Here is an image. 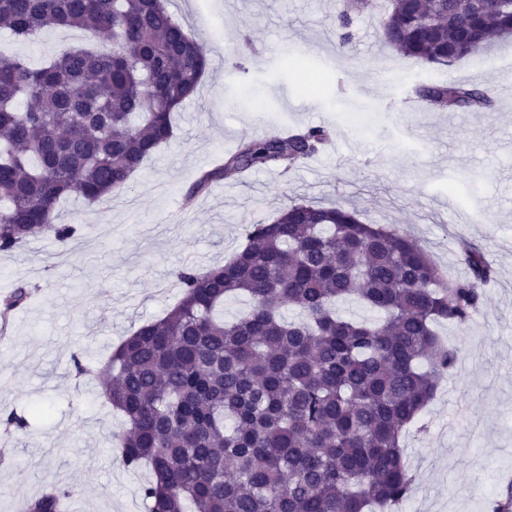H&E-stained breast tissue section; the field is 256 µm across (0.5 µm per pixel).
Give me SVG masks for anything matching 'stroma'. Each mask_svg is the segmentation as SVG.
Masks as SVG:
<instances>
[{
	"label": "stroma",
	"instance_id": "35a3bbf8",
	"mask_svg": "<svg viewBox=\"0 0 512 512\" xmlns=\"http://www.w3.org/2000/svg\"><path fill=\"white\" fill-rule=\"evenodd\" d=\"M375 3L354 17L343 49L325 0H170L189 30L205 27L210 58L197 95L174 116V138L124 189L59 203L58 223L76 228L67 246L39 235L0 252V296L19 281L35 288L0 347V414L30 422L0 426V512H19L51 487L72 490L75 512H145L147 471L120 464L121 418L74 363L103 364L179 300L180 267L223 264L246 225L295 203L356 207L362 221L414 238L453 276L465 274L460 241L484 250L495 278L479 314L444 330L458 362L406 438L417 480L399 512H490L512 478V160L501 150L512 134V37L484 49L492 66L463 58L423 67L385 43L386 0ZM83 40L49 29L29 43L0 29V50L35 64ZM293 55L322 74L319 89L287 66ZM448 81L491 89L493 108H414L418 87ZM353 113L370 116L365 130L348 126ZM268 123L325 127L336 150L215 183L183 208L200 174Z\"/></svg>",
	"mask_w": 512,
	"mask_h": 512
}]
</instances>
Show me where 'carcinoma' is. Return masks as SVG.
I'll list each match as a JSON object with an SVG mask.
<instances>
[{
  "mask_svg": "<svg viewBox=\"0 0 512 512\" xmlns=\"http://www.w3.org/2000/svg\"><path fill=\"white\" fill-rule=\"evenodd\" d=\"M336 13L340 43L352 15ZM169 0H0V28L35 42L48 28L103 35L112 47L75 46L41 64L0 52V251L51 235L60 200L95 203L174 136L172 114L194 98L208 50ZM385 42L421 66L475 56L512 34V0H388ZM439 110L493 106V92L458 83L424 87ZM26 100L25 110L18 103ZM330 136L312 127L242 142L203 172L186 201L214 182L315 157ZM468 277L444 274L414 239L365 224L355 209L292 204L251 224L245 244L206 272L186 265L180 301L123 338L99 371L106 402L123 417L120 462L147 464L146 512H376L412 492L404 439L457 362L437 326L479 312L494 279L484 253L460 243ZM248 312L217 317L227 298ZM31 289L0 299V321ZM354 300L377 314L336 312ZM294 307L295 320L281 308ZM68 490L32 499L59 512Z\"/></svg>",
  "mask_w": 512,
  "mask_h": 512,
  "instance_id": "carcinoma-1",
  "label": "carcinoma"
}]
</instances>
